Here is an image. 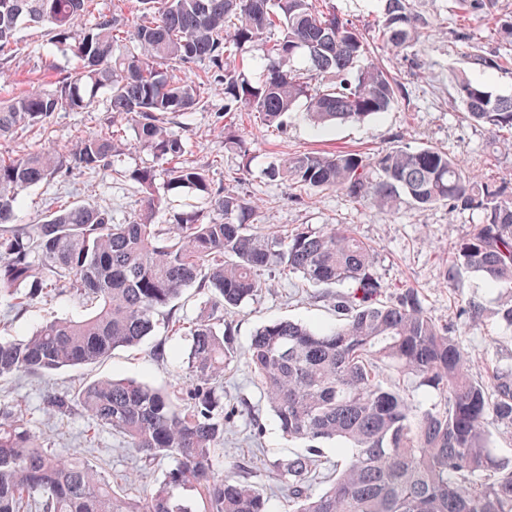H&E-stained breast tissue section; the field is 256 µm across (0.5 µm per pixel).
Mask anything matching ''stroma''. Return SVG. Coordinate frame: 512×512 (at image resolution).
Here are the masks:
<instances>
[{
	"mask_svg": "<svg viewBox=\"0 0 512 512\" xmlns=\"http://www.w3.org/2000/svg\"><path fill=\"white\" fill-rule=\"evenodd\" d=\"M411 7L428 21V28L409 47L378 55L381 64L403 85L401 98L388 112L359 124L318 131L306 120L305 106L300 103L288 119L286 133L272 134L246 123L237 124L232 132L243 136L251 157L244 171L239 168L238 156L225 151V128L214 115L224 105L221 85L211 82L205 86L209 111L194 113L185 122L172 117L170 127L185 141L189 158L208 170L214 183L254 201L251 224L265 231L345 224L368 241L376 253L377 275L391 287L415 288L428 316L470 353L473 377L483 379L489 369L512 365V330L501 326L496 317L501 301L512 292L503 286H488L479 274L468 271L461 274L459 290H450L444 281L455 246L482 222L481 211L452 213L442 205L419 209L404 203L395 211L382 212L354 203L336 190L314 191L300 198L288 184L271 180L267 174L269 165L287 153L355 151L373 156L396 146H433L448 152L467 172L500 178L512 186V150L494 148L490 132L466 118L453 92L456 75L464 71L493 95L512 96V43L464 39L463 30L479 31L485 23L476 15L462 22L456 0H411ZM470 53L501 55L506 59L505 67L468 69L466 56ZM5 58L11 77L0 79L2 101L34 87L53 90L58 78L75 67L70 53L52 45L47 30L24 25L18 28ZM111 120L104 98L87 111H61L44 127L0 139V156L19 157L48 145L63 149L79 137L105 128ZM122 163L128 175L120 180L102 171L71 170L29 188L17 213V224L43 222L59 201L95 203L111 210L114 221L128 220L142 199L132 173L151 165L152 157L146 150L131 148L125 151ZM261 279L265 283L261 294L226 316L238 350H245L254 332L272 321L290 319L313 326L335 322V289L317 291L306 287L298 276L285 277L268 270ZM472 299L484 307V317L478 323L460 314L461 307ZM5 304L0 296V336L21 337L46 321L80 313L78 305L66 296L39 300L17 315L7 313ZM159 346L166 351L161 361L154 355ZM186 349L184 338L173 334L163 318L142 345L115 350L101 363L60 370L42 379H0V407L22 409L32 429L49 440L59 454L72 448L89 450L92 461L107 472L117 490L136 499L162 480L171 461L137 475V454L121 438L108 430L91 428L89 420L80 416L58 426L43 414L40 398L45 387L66 390L100 377L133 378L158 387L181 381L186 372ZM224 406L232 411L224 425L225 472L259 490L272 512H288V493L275 465L303 453L305 445L282 435L244 359H234L224 372Z\"/></svg>",
	"mask_w": 512,
	"mask_h": 512,
	"instance_id": "obj_1",
	"label": "stroma"
}]
</instances>
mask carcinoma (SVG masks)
<instances>
[{
    "label": "carcinoma",
    "instance_id": "cac0c4a2",
    "mask_svg": "<svg viewBox=\"0 0 512 512\" xmlns=\"http://www.w3.org/2000/svg\"><path fill=\"white\" fill-rule=\"evenodd\" d=\"M458 3L462 15L489 17L493 35L512 39V17L492 14L493 0ZM129 10L135 19L96 0H0V52L25 22L49 28L52 43L77 61L54 90L33 88L0 101V138L41 126L56 112L93 108L103 91L112 112L110 130L68 149L0 158V292L19 312L57 293L85 309L23 339L0 336V376L41 377L135 347L156 317L196 288L204 308L179 329L190 340L188 383L168 391L105 378L65 392L48 388L41 398L49 417L86 416L121 435L144 462L172 459L175 466L143 500L128 499L82 449L60 455L22 410L1 412L0 512H192L187 491L198 494L201 512H271L254 486L215 463L226 421L222 380L234 358L224 314L257 296L264 286L259 272L271 267L338 289L339 323L274 321L258 328L243 352L283 435L307 444V455L279 465L292 512H512V466L489 435L492 423L512 428V368L474 380L469 353L427 315L415 289L387 296L372 246L348 226L248 228L253 201L215 185L185 158V143L165 122L168 114L206 109L195 70L201 63L224 85L220 120L245 115L281 133L303 100L316 128L362 122L388 111L402 92L371 48L406 47L427 22L409 0H386L369 38L329 0H135ZM123 42L125 51L116 53ZM257 42L266 64L253 79L243 51ZM470 64L504 67L492 54H474ZM453 89L468 118L512 146V98L496 97L463 74ZM128 127L135 144L164 165L168 188L191 190L198 205L155 223L161 200L155 169L146 167L133 174L142 206L123 223L104 208L74 203L41 224H14L23 192L64 171L126 177ZM269 175L303 191L341 190L383 211L404 202L479 210L483 222L455 247L448 287H460L464 267L492 287L512 288V191L466 173L438 148L396 146L372 158L287 154ZM327 441L339 442L348 461L336 464L329 486L314 494L318 444Z\"/></svg>",
    "mask_w": 512,
    "mask_h": 512
}]
</instances>
